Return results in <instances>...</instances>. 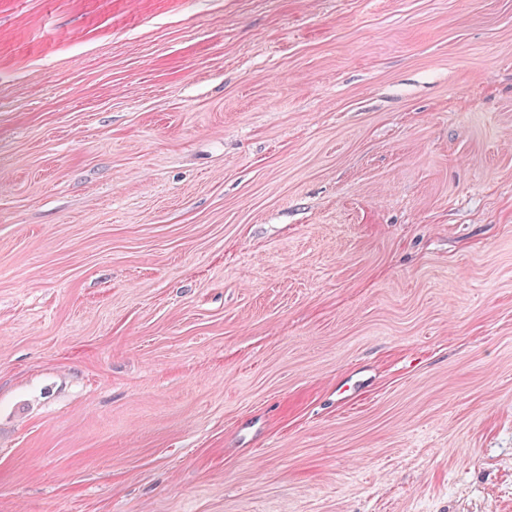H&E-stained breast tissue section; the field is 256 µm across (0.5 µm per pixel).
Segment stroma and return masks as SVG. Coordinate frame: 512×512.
Wrapping results in <instances>:
<instances>
[{
	"label": "stroma",
	"mask_w": 512,
	"mask_h": 512,
	"mask_svg": "<svg viewBox=\"0 0 512 512\" xmlns=\"http://www.w3.org/2000/svg\"><path fill=\"white\" fill-rule=\"evenodd\" d=\"M0 512H512V0H0Z\"/></svg>",
	"instance_id": "35a3bbf8"
}]
</instances>
